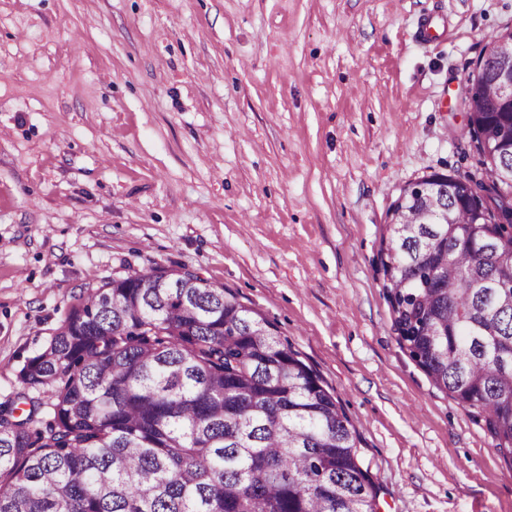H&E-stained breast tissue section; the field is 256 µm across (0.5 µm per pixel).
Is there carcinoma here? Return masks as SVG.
I'll use <instances>...</instances> for the list:
<instances>
[{"label":"carcinoma","instance_id":"carcinoma-1","mask_svg":"<svg viewBox=\"0 0 512 512\" xmlns=\"http://www.w3.org/2000/svg\"><path fill=\"white\" fill-rule=\"evenodd\" d=\"M497 40L466 78L467 112H484L460 133L479 156L474 188L437 183L455 223L477 209L488 223L448 238L410 183L380 260L399 343L512 454V286L497 264L512 248V152L485 139L512 132V105L485 111ZM18 379L29 409H0V512H377L335 396L273 324L195 274L151 266L90 289Z\"/></svg>","mask_w":512,"mask_h":512}]
</instances>
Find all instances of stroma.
<instances>
[{"label": "stroma", "mask_w": 512, "mask_h": 512, "mask_svg": "<svg viewBox=\"0 0 512 512\" xmlns=\"http://www.w3.org/2000/svg\"><path fill=\"white\" fill-rule=\"evenodd\" d=\"M512 0H0V408L88 289L158 265L276 327L379 512H512V457L403 349L408 183L463 177L467 63Z\"/></svg>", "instance_id": "35a3bbf8"}]
</instances>
